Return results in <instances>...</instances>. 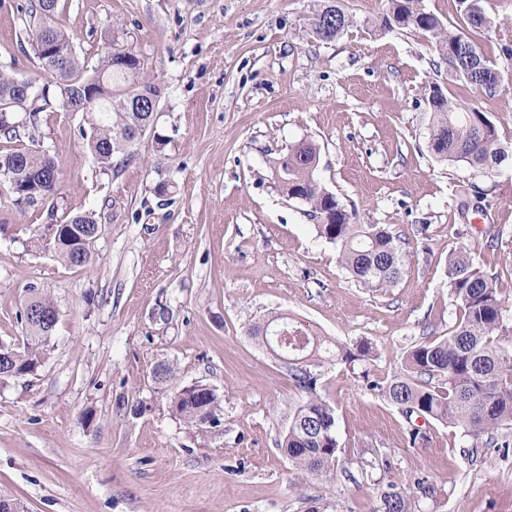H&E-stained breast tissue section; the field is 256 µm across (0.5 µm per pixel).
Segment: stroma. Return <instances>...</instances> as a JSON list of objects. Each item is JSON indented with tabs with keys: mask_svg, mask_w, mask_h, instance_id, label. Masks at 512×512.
<instances>
[{
	"mask_svg": "<svg viewBox=\"0 0 512 512\" xmlns=\"http://www.w3.org/2000/svg\"><path fill=\"white\" fill-rule=\"evenodd\" d=\"M27 3L0 0V72L40 85ZM343 3L354 26L323 42L310 27L321 0H65L58 22L85 71L112 44L131 47L160 97L153 132L112 169L89 150L82 113L54 98L31 99L16 138L0 135V151L36 146L59 173L55 195L32 204L0 185V340L23 345L30 289L59 312L36 372L0 378V497L26 512H374L393 484L415 512H512V447H473L437 421L410 441L404 415L368 385L453 329L446 269L459 246L497 274L512 331V166L437 159L423 100L438 84L512 143V59L499 48L512 0H487L494 25L478 39L502 76L493 97L449 79L424 34L381 29L384 0ZM303 139L358 223L398 235L394 287L354 281L274 183L269 158ZM84 213L102 230L90 263L70 266L49 227ZM274 313L377 350L364 373L313 369L347 458L333 475L295 470L279 446L305 394L247 334ZM162 364L171 381L155 379ZM197 382L222 399L215 422L169 407Z\"/></svg>",
	"mask_w": 512,
	"mask_h": 512,
	"instance_id": "stroma-1",
	"label": "stroma"
}]
</instances>
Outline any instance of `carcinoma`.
Wrapping results in <instances>:
<instances>
[{
	"label": "carcinoma",
	"mask_w": 512,
	"mask_h": 512,
	"mask_svg": "<svg viewBox=\"0 0 512 512\" xmlns=\"http://www.w3.org/2000/svg\"><path fill=\"white\" fill-rule=\"evenodd\" d=\"M463 26L450 29L424 0H386L381 26L391 31H419L431 39L435 53L456 79L486 96L501 90V76L493 61L485 55L474 36L493 24L486 0H458ZM62 0H29L33 19L32 46L45 74L52 79L54 96L66 112L85 115L90 135L88 145L96 159L111 165L119 154L131 155L141 131L153 125L149 105L158 104L159 88L142 76L141 62L131 50L120 46L104 54L100 67L86 77L69 37L58 26ZM321 10L311 19L314 37L333 41L354 23L344 8L336 16L318 22ZM112 90V102L86 105L82 94L99 83ZM430 112L428 148L436 157L462 163L470 169L489 174L512 163V146L504 145L496 126L473 103L451 100L437 84L425 90ZM15 78L0 74V132L16 131L11 112L21 106ZM318 147L310 140L291 145L288 151L269 159L272 177L290 199L309 207L317 220L319 236L336 245L340 262L363 287L381 290L394 286L402 273L403 255L393 233L379 224H358L354 214L334 194L321 193L322 184L315 175ZM9 174L17 189L18 201L35 203L56 190L58 176L53 162L31 148H15L0 154V179ZM100 226L90 215H73L56 225L51 245L62 261L75 265V254L90 253ZM448 290L461 309L455 328L442 339L415 344L401 362V371L384 383L369 382L406 418L433 419L460 430L473 440V447L508 448L512 440L501 430L512 426V349L500 344L504 300L496 288L495 276L487 272L460 247L448 254ZM24 347H9L11 373L6 377L34 372L42 360L43 348L53 326L35 322L23 307ZM291 333L306 339L300 354L288 356L289 376L308 395L296 411L279 446L292 466L311 475H327L339 467L341 448L334 433V408L316 393L317 378L311 367L342 361L350 366L372 360L371 343L362 341L350 348L303 329L281 314L268 318ZM173 410L190 422L201 415L220 411L219 399L206 393L174 391ZM374 512H414L409 496L389 487L380 494Z\"/></svg>",
	"instance_id": "carcinoma-1"
}]
</instances>
